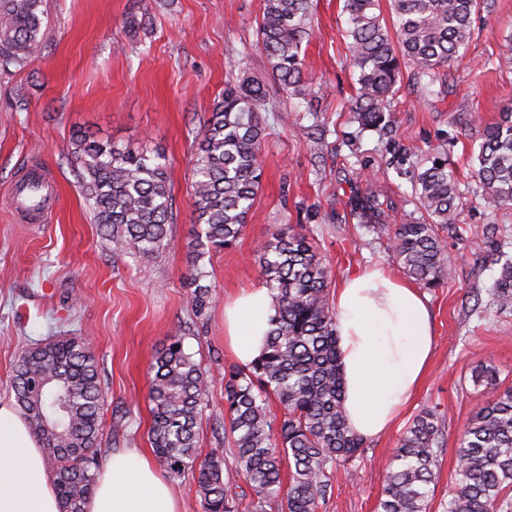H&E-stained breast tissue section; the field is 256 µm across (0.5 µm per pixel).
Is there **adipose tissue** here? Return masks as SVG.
Returning a JSON list of instances; mask_svg holds the SVG:
<instances>
[{
    "label": "adipose tissue",
    "mask_w": 512,
    "mask_h": 512,
    "mask_svg": "<svg viewBox=\"0 0 512 512\" xmlns=\"http://www.w3.org/2000/svg\"><path fill=\"white\" fill-rule=\"evenodd\" d=\"M344 408L363 438L386 434L420 386L434 351L430 314L419 293L384 267L347 276L333 299ZM273 313L267 289L242 291L224 306V342L243 366L265 345ZM160 470L142 453L112 454L86 512H181ZM0 512H60L55 477L24 417L0 402Z\"/></svg>",
    "instance_id": "adipose-tissue-1"
}]
</instances>
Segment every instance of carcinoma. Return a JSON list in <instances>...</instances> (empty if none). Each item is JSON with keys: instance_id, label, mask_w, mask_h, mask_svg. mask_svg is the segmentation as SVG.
I'll use <instances>...</instances> for the list:
<instances>
[{"instance_id": "obj_1", "label": "carcinoma", "mask_w": 512, "mask_h": 512, "mask_svg": "<svg viewBox=\"0 0 512 512\" xmlns=\"http://www.w3.org/2000/svg\"><path fill=\"white\" fill-rule=\"evenodd\" d=\"M395 32L381 17V0H345L347 48L357 72L349 108L361 130L386 126L401 63L413 65V80L426 93L471 39L478 0H388ZM311 0H264L258 47L274 82L302 99L317 91L305 80L302 47L310 35ZM41 0H0V73L28 66L40 49ZM262 84L245 80L224 90L197 135L190 242L192 280L202 277L198 261L206 250L236 246L261 186L260 148L266 126L260 115ZM475 177L492 208L512 205V107L481 130ZM68 152L82 169L85 200L116 255L131 253L149 263L165 246L174 223L172 187L160 153L122 150L82 131ZM414 195L427 217L385 223L384 194L373 184L356 193L352 215L386 237L394 264L426 288L452 278L445 239L460 215L458 182L448 163L433 160L417 173ZM274 314L266 350L253 364L224 373V438L235 466L223 455L200 458L197 419L208 400L210 373L195 362L176 336L152 365L149 389L152 452L172 477L198 474L203 512H240L232 491L236 480L253 493L247 512H266L282 497L283 512H318L332 490L336 469L359 459L365 440L351 431L344 409L338 364L330 275L309 235L288 225L269 233L255 251ZM497 306L512 308V257L505 259L493 287ZM215 300L211 286L196 285L190 306L198 319ZM492 368L473 381L492 390L465 427L457 448L458 479L445 512H512V387L498 389ZM11 389L16 405L42 443L56 478L63 512H85L95 490L96 447L103 402L97 358L81 336L29 348L18 357ZM282 409L272 426L268 399ZM439 417L418 414L402 433L386 466L378 512H430L433 467L440 445ZM288 461V486L282 462Z\"/></svg>"}]
</instances>
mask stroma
I'll return each instance as SVG.
<instances>
[{
	"label": "stroma",
	"instance_id": "1",
	"mask_svg": "<svg viewBox=\"0 0 512 512\" xmlns=\"http://www.w3.org/2000/svg\"><path fill=\"white\" fill-rule=\"evenodd\" d=\"M344 0H313L304 72L320 94L303 101L269 79L257 47L263 0H42L43 45L21 71L0 73V401H8L20 351L56 336L87 339L104 389L99 459L127 448L149 450L148 389L157 351L180 336L212 375L198 421L202 453L224 439V372L234 359L224 345V304L265 282L254 257L273 227L313 234L331 283L380 264L391 266L385 240L350 214L354 192L373 182L387 195L390 224L421 216L413 195L419 166L445 156L459 181L458 226L446 235L454 273L423 289L435 349L425 378L396 426L370 439L360 459L332 478L318 512H376L385 467L412 419L441 417L431 512H443L457 479L456 449L464 426L487 399L474 385L476 365L495 367L512 385V309H499L492 286L500 257L512 255V207L485 205L473 173L482 125L512 106V0H480L472 37L448 67V89L425 95L402 75L392 98L390 132L359 131L349 101L357 73L346 44ZM265 82L260 114L262 184L236 247L205 254L199 266L216 302L196 319L188 244L193 237L192 163L197 133L227 84ZM120 147L165 155L172 181L168 240L148 264L114 255L94 223L77 162L65 148L75 129ZM53 175L56 202L41 223L19 218L9 193L25 171ZM133 420L114 437L119 412Z\"/></svg>",
	"mask_w": 512,
	"mask_h": 512
}]
</instances>
